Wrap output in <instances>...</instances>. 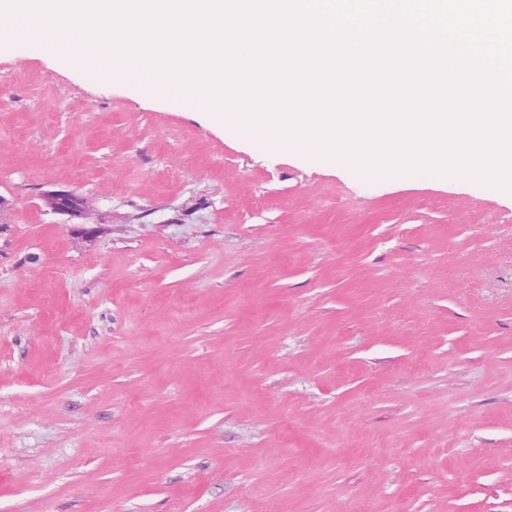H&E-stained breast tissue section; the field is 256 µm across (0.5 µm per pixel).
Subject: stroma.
<instances>
[{
  "instance_id": "1",
  "label": "stroma",
  "mask_w": 512,
  "mask_h": 512,
  "mask_svg": "<svg viewBox=\"0 0 512 512\" xmlns=\"http://www.w3.org/2000/svg\"><path fill=\"white\" fill-rule=\"evenodd\" d=\"M0 512H512V198L1 48Z\"/></svg>"
}]
</instances>
